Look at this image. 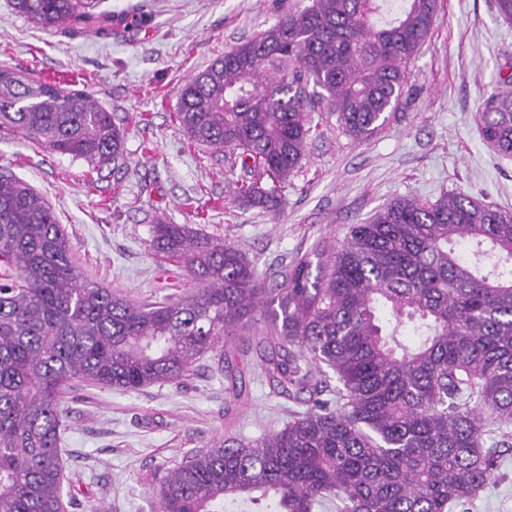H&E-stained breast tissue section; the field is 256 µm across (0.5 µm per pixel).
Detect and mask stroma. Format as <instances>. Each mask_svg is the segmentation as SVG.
I'll list each match as a JSON object with an SVG mask.
<instances>
[{
    "instance_id": "1",
    "label": "stroma",
    "mask_w": 512,
    "mask_h": 512,
    "mask_svg": "<svg viewBox=\"0 0 512 512\" xmlns=\"http://www.w3.org/2000/svg\"><path fill=\"white\" fill-rule=\"evenodd\" d=\"M298 0H100L102 11L145 4L150 19L110 37L45 30L0 0V66L26 68L71 89H88L127 125L123 156L91 171L22 136L0 140V171L49 201L82 272L140 302L191 290L177 267L150 250L158 217L200 223L232 241L259 270L280 269L319 241L341 239L392 199L436 200L460 191L512 210V158L482 140L475 113L512 66V23L493 0H439L436 24L410 66L406 92L383 128L357 141L324 116L276 210L233 201L243 179L228 157L188 146L170 114L180 85L218 55L275 24ZM213 361L183 384L140 392L78 386L63 460L69 512H155L161 479L184 455L222 435L254 438L288 422L294 403L247 374L228 402Z\"/></svg>"
}]
</instances>
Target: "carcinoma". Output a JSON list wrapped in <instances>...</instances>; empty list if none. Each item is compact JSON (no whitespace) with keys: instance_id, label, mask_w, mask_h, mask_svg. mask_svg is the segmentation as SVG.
Wrapping results in <instances>:
<instances>
[{"instance_id":"1","label":"carcinoma","mask_w":512,"mask_h":512,"mask_svg":"<svg viewBox=\"0 0 512 512\" xmlns=\"http://www.w3.org/2000/svg\"><path fill=\"white\" fill-rule=\"evenodd\" d=\"M14 6L50 29L95 19L94 0ZM437 10L309 0L186 80L175 122L249 174L237 188L246 208L272 211L318 131L312 113L360 141L384 126ZM475 120L511 158L512 72ZM12 134L94 169L123 157L125 130L92 93L0 67V135ZM150 235L192 293L141 303L83 278L49 202L0 173V512H68L65 389L176 384L213 356L236 401L230 340L304 409L192 453L160 483L157 512H453L507 478L497 448L512 439L511 211L459 192L398 197L280 279L194 224L161 218ZM408 326L413 344L400 339Z\"/></svg>"}]
</instances>
